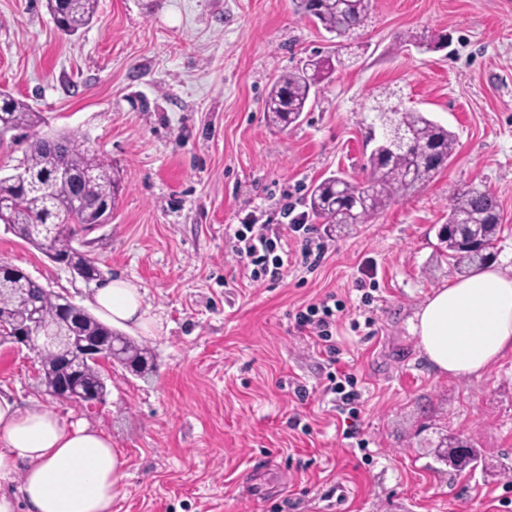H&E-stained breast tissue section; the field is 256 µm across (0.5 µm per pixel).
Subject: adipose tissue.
I'll return each mask as SVG.
<instances>
[{"mask_svg":"<svg viewBox=\"0 0 512 512\" xmlns=\"http://www.w3.org/2000/svg\"><path fill=\"white\" fill-rule=\"evenodd\" d=\"M95 303L113 325L149 330L155 320L135 284L113 279ZM421 357L438 374L482 376L512 354V265L497 261L432 291L410 320ZM0 512H112L125 474L110 436L47 407L0 396Z\"/></svg>","mask_w":512,"mask_h":512,"instance_id":"obj_1","label":"adipose tissue"}]
</instances>
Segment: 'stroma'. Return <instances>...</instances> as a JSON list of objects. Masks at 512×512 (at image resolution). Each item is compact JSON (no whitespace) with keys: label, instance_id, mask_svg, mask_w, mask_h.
<instances>
[{"label":"stroma","instance_id":"stroma-1","mask_svg":"<svg viewBox=\"0 0 512 512\" xmlns=\"http://www.w3.org/2000/svg\"><path fill=\"white\" fill-rule=\"evenodd\" d=\"M410 31L446 33L448 44L420 51L403 41ZM315 54L334 58L333 74L300 124L269 126L272 83ZM0 93L43 113L30 138L73 133L121 171L111 221L74 245L103 279L144 291L157 325L127 336L152 351L153 374L115 364L86 410L46 393L29 351L0 344L1 394L85 421L121 449L112 512H512V355L480 378L443 377L408 330L458 275L438 239L455 190L495 194L493 254L512 265V0H372L347 39L292 0H98L74 36L46 0H0ZM390 106L456 133L447 167L369 223L308 215L319 264L252 281L234 258V225L287 223L314 183L365 178L378 110ZM0 264L95 309L98 282L1 224ZM369 268L365 306L356 284ZM328 293L345 305L337 367L359 381L355 421L323 395L322 358L289 319ZM352 425L368 447L345 438ZM459 439L476 467L449 466Z\"/></svg>","mask_w":512,"mask_h":512}]
</instances>
